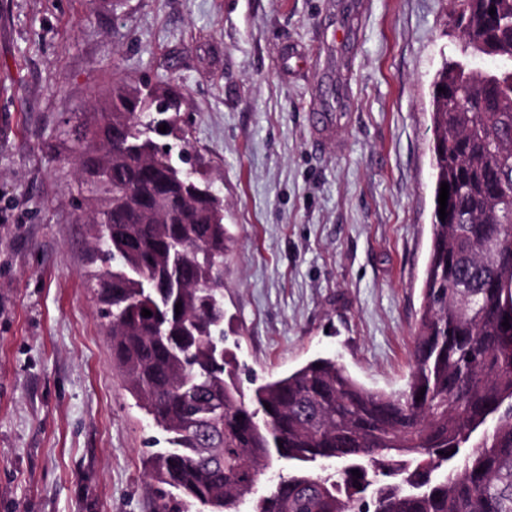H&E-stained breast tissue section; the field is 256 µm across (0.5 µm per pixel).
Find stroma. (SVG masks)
<instances>
[{"mask_svg":"<svg viewBox=\"0 0 512 512\" xmlns=\"http://www.w3.org/2000/svg\"><path fill=\"white\" fill-rule=\"evenodd\" d=\"M450 0H0V512H153L159 432L84 284L69 146L114 78L166 80L224 198V346L404 387L433 222Z\"/></svg>","mask_w":512,"mask_h":512,"instance_id":"35a3bbf8","label":"stroma"}]
</instances>
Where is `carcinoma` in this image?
Returning <instances> with one entry per match:
<instances>
[{
	"mask_svg": "<svg viewBox=\"0 0 512 512\" xmlns=\"http://www.w3.org/2000/svg\"><path fill=\"white\" fill-rule=\"evenodd\" d=\"M452 4L459 58L436 71L431 112L446 217L434 203L396 392L330 357L243 387L224 351V197L187 149L175 87L116 78L76 133L88 287L162 432L144 466L154 512H512V72L487 76L512 62V0Z\"/></svg>",
	"mask_w": 512,
	"mask_h": 512,
	"instance_id": "cac0c4a2",
	"label": "carcinoma"
}]
</instances>
